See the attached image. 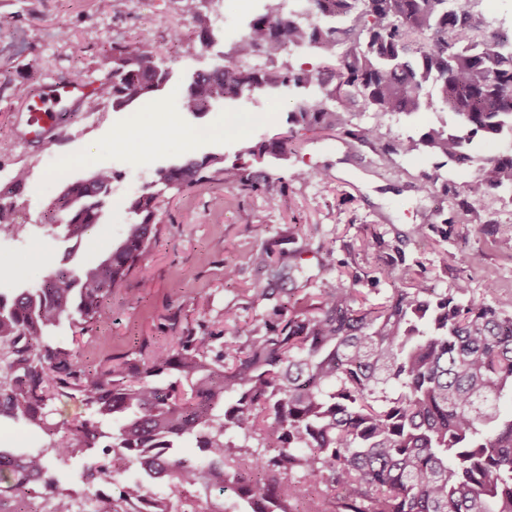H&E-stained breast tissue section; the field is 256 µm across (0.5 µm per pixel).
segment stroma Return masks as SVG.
Here are the masks:
<instances>
[{"label":"stroma","instance_id":"obj_1","mask_svg":"<svg viewBox=\"0 0 512 512\" xmlns=\"http://www.w3.org/2000/svg\"><path fill=\"white\" fill-rule=\"evenodd\" d=\"M266 0H214L206 13L214 38L205 43L183 0H129L119 12L106 13L99 0H0V193L12 196L29 229L25 237H0V292L41 281L58 263L65 242L40 223L62 180L98 168L112 170V202L74 256L82 262L105 253L120 240L131 217L125 196L150 180L160 165L189 153H218L233 160L244 145L263 140L283 124L295 93L227 101L201 117L182 112L181 86L196 70L225 62L232 41L249 15L263 12ZM179 39H171L172 31ZM148 40L161 49L172 71L171 83L156 95L113 111L102 104L86 111L83 102H65L57 114L56 135L43 140L26 134L23 122L29 97L62 84L97 87L112 68V46ZM147 122L136 145L123 140L133 117ZM445 112L410 116L359 112L355 124L378 125L391 135L407 136L448 121ZM208 128L212 137L188 140ZM335 131L308 132L288 148L284 160L269 159L270 191L243 193L212 183L160 203L159 234L131 274L126 291L107 300L94 330L74 338L69 326L57 330L64 345L78 343L81 360L93 366L109 355L134 350L141 341L168 344L185 326L204 333L223 332L226 345L275 326L277 308L286 306L289 288L310 299L324 283L344 278L370 299L422 277L441 292L458 285L475 300L491 299L512 313V196L497 194L476 203L460 219L458 201L471 169L436 167L423 155L385 154L379 148L342 143ZM312 170L305 182L293 169ZM26 170L22 185L5 174ZM428 191H421V181ZM286 194L290 209L274 203ZM427 226V238L415 233ZM264 249L276 258L301 252L308 278L272 283L267 297L251 291L266 280L253 262ZM478 261H470L472 253ZM236 271L224 278L225 267Z\"/></svg>","mask_w":512,"mask_h":512}]
</instances>
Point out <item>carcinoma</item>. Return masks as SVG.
Listing matches in <instances>:
<instances>
[{"mask_svg": "<svg viewBox=\"0 0 512 512\" xmlns=\"http://www.w3.org/2000/svg\"><path fill=\"white\" fill-rule=\"evenodd\" d=\"M294 48H338L336 68L280 64ZM228 55L229 63L193 73L181 110L203 115L249 91L288 87L300 95L287 131L242 147L229 164L205 154L156 168L127 198L133 222L105 255L74 268L67 251L41 282L0 292V419L47 437L36 451L0 450V509L10 500L11 512H28L40 497L47 512H75L73 493L50 472L100 448L111 467L91 463L81 480L113 485L118 498L96 490V512H172L171 499L149 484L183 496L218 476L219 491L251 512H512V414L498 406L512 390V315L466 299L462 285L438 293L416 278L372 303L339 278L300 310L290 292L288 320L248 337L229 365L214 351L218 337L188 326L166 348L144 342L92 369L53 341L65 323L93 331L103 302L126 290L155 236L159 197L212 182L258 191L266 179L257 166L285 157L302 130H336L385 154L424 153L438 168L476 165L459 202L465 213L487 195L512 192V154L474 155L480 143L512 135V39L480 30L474 0H307L302 10L268 0ZM255 57L264 63L248 64ZM171 78L154 44H116L112 71L86 110L103 99L123 110ZM428 110L452 123L397 143L352 122L356 112ZM115 179L96 169L62 181L47 214L62 217L65 241L81 243L100 223ZM27 230L1 195L0 234ZM254 261L272 281L303 272L298 256L286 268L265 251ZM62 397L79 398L91 416L51 427L49 407ZM186 441L195 455L180 453ZM132 465L145 480H121Z\"/></svg>", "mask_w": 512, "mask_h": 512, "instance_id": "cac0c4a2", "label": "carcinoma"}]
</instances>
